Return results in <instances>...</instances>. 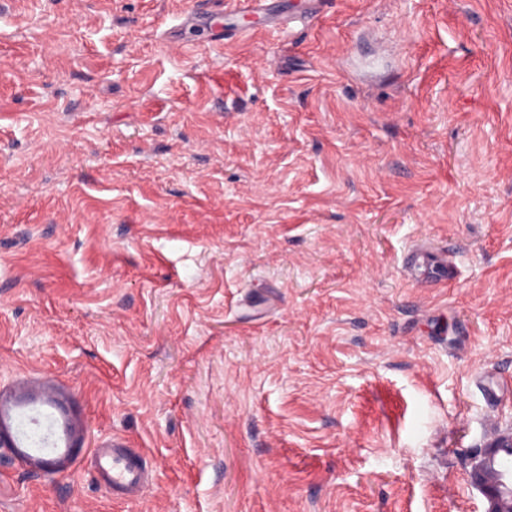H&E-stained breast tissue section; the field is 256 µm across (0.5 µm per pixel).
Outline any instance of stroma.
I'll use <instances>...</instances> for the list:
<instances>
[{
	"label": "stroma",
	"instance_id": "35a3bbf8",
	"mask_svg": "<svg viewBox=\"0 0 512 512\" xmlns=\"http://www.w3.org/2000/svg\"><path fill=\"white\" fill-rule=\"evenodd\" d=\"M302 2L0 0V402L52 387L80 430L53 471L0 448V512H484L512 0L270 26ZM94 456L96 473L112 486V494L129 496L145 488L148 466L127 448H95Z\"/></svg>",
	"mask_w": 512,
	"mask_h": 512
}]
</instances>
